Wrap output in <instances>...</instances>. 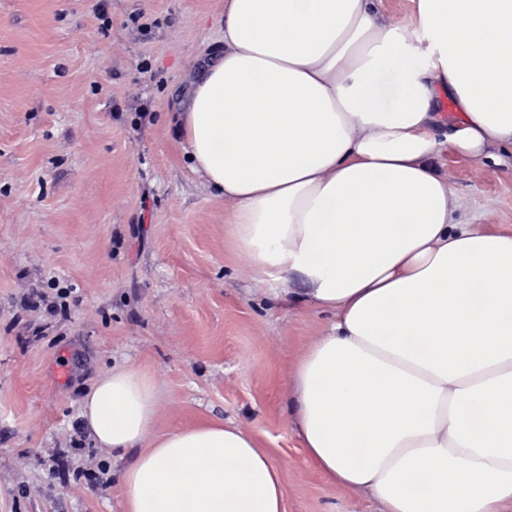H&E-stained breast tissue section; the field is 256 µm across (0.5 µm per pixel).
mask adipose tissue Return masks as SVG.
<instances>
[{
    "label": "adipose tissue",
    "instance_id": "obj_1",
    "mask_svg": "<svg viewBox=\"0 0 512 512\" xmlns=\"http://www.w3.org/2000/svg\"><path fill=\"white\" fill-rule=\"evenodd\" d=\"M381 2L224 0L177 128L250 267L333 316L287 389L315 466L380 512H512V230L458 223L440 164L512 154V0H411L410 30ZM157 408L120 367L82 400L137 451L125 512H285L252 436Z\"/></svg>",
    "mask_w": 512,
    "mask_h": 512
}]
</instances>
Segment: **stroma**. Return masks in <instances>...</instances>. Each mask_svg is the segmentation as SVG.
<instances>
[{
    "instance_id": "stroma-1",
    "label": "stroma",
    "mask_w": 512,
    "mask_h": 512,
    "mask_svg": "<svg viewBox=\"0 0 512 512\" xmlns=\"http://www.w3.org/2000/svg\"><path fill=\"white\" fill-rule=\"evenodd\" d=\"M224 0H0V512H120L77 434L99 372L158 389L156 432L231 421L279 466L286 512H375L300 446L291 368L330 315L279 295L232 245L170 118ZM462 224L512 229V174L444 158ZM66 300H59V292ZM65 302L64 311L49 305ZM107 467V483L72 479Z\"/></svg>"
}]
</instances>
